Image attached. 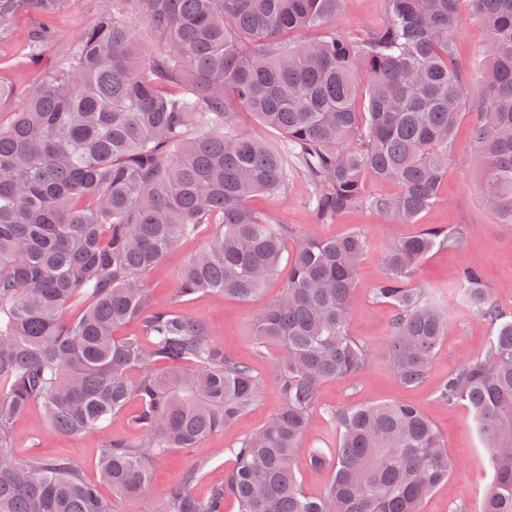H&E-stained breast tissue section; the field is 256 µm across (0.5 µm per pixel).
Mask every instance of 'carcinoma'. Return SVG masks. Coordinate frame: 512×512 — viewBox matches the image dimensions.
<instances>
[{
  "mask_svg": "<svg viewBox=\"0 0 512 512\" xmlns=\"http://www.w3.org/2000/svg\"><path fill=\"white\" fill-rule=\"evenodd\" d=\"M462 0H385V25L352 40L335 26L346 0H109L23 106L0 125V512H115L97 485L62 458L20 462L16 421L39 403L54 432L103 436L99 481L142 496L151 462L224 430L254 403L253 368L174 303L203 293L247 300L287 261L280 294L252 317L273 344L277 412L224 448L234 460L206 500L204 466L186 473L160 512H424L452 460L434 424L403 402L330 412L336 456L324 495L307 494L294 459L325 382L360 373L368 347L348 333L364 235L301 233L254 211L302 173L315 223L361 207L386 224H415L439 201L466 87L453 34ZM489 32L477 64L471 139L481 153L480 197L512 224V0H469ZM68 0H0V24L34 12L42 25L3 72L36 60ZM141 11L154 44L140 47ZM315 29L318 36H294ZM366 69L367 84L357 79ZM365 99L364 111L357 108ZM240 107L279 131L272 146L233 125ZM397 187L368 195L366 174ZM217 225L178 271L166 303L146 275L203 225ZM467 229L426 226L395 239L373 298L391 310L387 365L417 387L448 331V310L415 282L435 248ZM468 310L493 333L448 375L437 402L465 405L493 479L481 512H512V316L481 266L458 273ZM84 306L75 317L73 302ZM139 331L122 336L130 323ZM131 401L137 438L107 424Z\"/></svg>",
  "mask_w": 512,
  "mask_h": 512,
  "instance_id": "carcinoma-1",
  "label": "carcinoma"
}]
</instances>
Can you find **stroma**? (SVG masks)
<instances>
[{
    "label": "stroma",
    "mask_w": 512,
    "mask_h": 512,
    "mask_svg": "<svg viewBox=\"0 0 512 512\" xmlns=\"http://www.w3.org/2000/svg\"><path fill=\"white\" fill-rule=\"evenodd\" d=\"M96 0H70L57 17L58 40L45 49L38 61L14 72L16 87L13 107H20L31 85L40 82L57 63L59 55L74 45L96 19ZM386 20L384 0H347L337 21L338 28L350 37L377 30ZM486 29L471 16L468 0H462L454 40L459 59L466 64L478 62L487 42ZM469 120H462L454 137V151L448 176L441 188V199L422 214L418 224L389 226L380 223L369 209L361 208L340 215L329 224L313 223L309 210L312 189L299 174L288 180L287 191L277 197L255 196L252 206L258 212L295 226L300 232L321 238L335 237L351 229L360 230L367 239L357 282L359 302L353 309L348 329L365 342L370 359L358 375L324 384L311 419L309 433L297 456V472L304 490L323 495L331 472L313 467L310 451L322 449L327 456L336 453V436L327 412L355 404L401 401L419 407L434 423L454 463L446 483L436 489L425 504V512H479L492 481V469L476 424L463 405L443 406L436 402L435 391L449 373L483 349L490 327L470 314L456 289L461 266H482L485 285L503 311L512 313V224L498 223L483 207L478 193L479 150L470 138ZM467 226L462 245L433 251L421 264L418 280L433 288L448 309V333L434 360L426 381L416 388H406L390 374L384 358L389 332L387 307L370 296L374 284L384 275V258L394 239L416 233L419 226ZM213 226L183 241L177 251L162 260L150 273L148 285L155 301H168L175 286L178 267L200 248L213 233ZM282 277H274L247 301H236L203 294L178 302V312L203 321L216 343L222 344L239 360L250 364L260 378L258 397L252 407L232 426L190 448H180L155 460L151 480L144 495L135 499L116 498L111 487H101L104 497L114 500L117 512H159L170 489L196 464H204V474L196 491L207 498L212 486L223 483L224 473L233 461L225 455L226 446L263 426L276 412L280 399L273 359L274 350L257 353L253 345L251 318L277 297ZM101 437L91 431L81 436H66L51 430L41 405H32L15 424L11 451L20 461L34 455L63 457L78 466L88 481H96V461Z\"/></svg>",
    "instance_id": "35a3bbf8"
}]
</instances>
